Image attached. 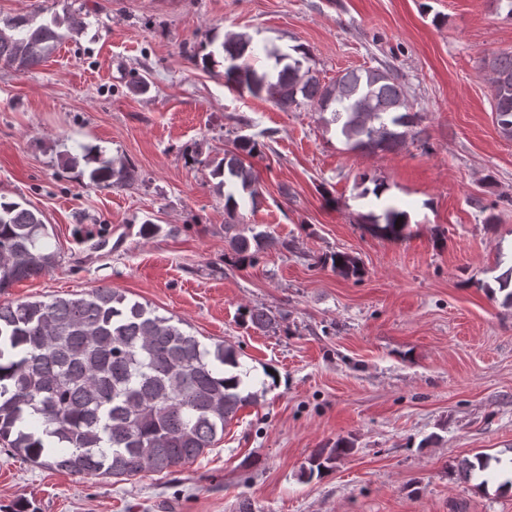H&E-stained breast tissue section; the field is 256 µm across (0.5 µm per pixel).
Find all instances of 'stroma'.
<instances>
[{
	"instance_id": "1",
	"label": "stroma",
	"mask_w": 512,
	"mask_h": 512,
	"mask_svg": "<svg viewBox=\"0 0 512 512\" xmlns=\"http://www.w3.org/2000/svg\"><path fill=\"white\" fill-rule=\"evenodd\" d=\"M40 6L84 26L33 69L0 66V195L41 214L56 266L0 303L119 289L232 346L255 398L171 475H73L0 446V512H512V490L459 472L512 458V139L478 64L512 51V17L489 0H0V21ZM230 35L304 46L325 83L393 66L422 138L353 151L313 106L229 88L192 55ZM244 137L260 196L231 218L212 169ZM82 144L140 180L86 185L59 159ZM391 206L398 241L369 230ZM231 221L274 238L256 264L236 263ZM337 252L363 276L325 264ZM244 307L276 328L243 325ZM339 439L353 451L303 477Z\"/></svg>"
}]
</instances>
